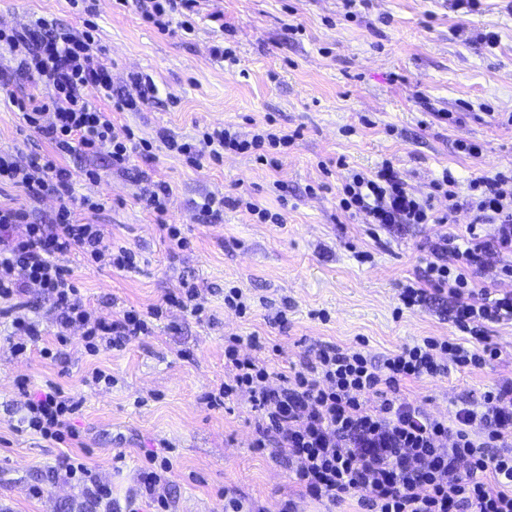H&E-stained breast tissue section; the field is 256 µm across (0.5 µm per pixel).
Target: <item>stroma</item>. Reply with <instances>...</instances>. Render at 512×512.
<instances>
[{
    "label": "stroma",
    "mask_w": 512,
    "mask_h": 512,
    "mask_svg": "<svg viewBox=\"0 0 512 512\" xmlns=\"http://www.w3.org/2000/svg\"><path fill=\"white\" fill-rule=\"evenodd\" d=\"M40 17L73 28L84 21L70 0H0V28ZM93 22L116 92L136 96L128 77L139 73L153 79L157 93L136 112L113 110L94 91L89 98L153 149L148 159L133 155L122 172L102 157L65 158L78 194L108 200L105 210L81 209L78 218L125 240L139 254L140 270L89 268L78 255L67 264L88 306L100 313L161 303L192 277L205 290L209 317L199 321L168 308L151 335L94 356L75 328L51 363L35 352L12 357L5 342L11 317L0 313V512H124L146 451L164 443L173 449L171 481L162 489L170 512H224L228 493L257 512H278L289 499L294 512H360L359 492L334 505L311 500L297 490L282 449L253 447L247 393L220 409L208 408L203 396L228 377L224 343L235 335L259 340L260 350L241 351L268 362L272 388L323 345L349 349L363 338L378 359L426 336H455L447 298L411 309L400 301L402 288L423 270L425 246L439 226L376 237L339 209L337 193L346 169L370 170L386 160L421 194L446 168L464 194L472 179L512 166V0H481L471 13L455 10L452 0H358L352 9L343 0H200L191 35L158 33L132 2L97 0ZM292 24L301 33L289 34ZM460 27L466 37L456 36ZM486 32L496 44L478 41ZM216 45L235 50L237 64L214 56ZM438 112H459L463 120L438 121ZM269 120L297 135L276 169L234 153L191 166L157 140L162 129L191 138L224 124L248 139ZM461 140L479 144L481 154L458 152ZM1 149L28 154L49 146L0 101ZM90 167L100 173L97 183L84 180ZM147 179L170 187L162 220L181 227L190 249L173 255L162 243L160 219L138 197ZM277 181L287 186V199L274 189ZM247 194L281 213L283 223L261 224L228 207L222 220L208 224L195 210L206 195ZM233 287L252 298L246 317L224 307ZM281 310L287 323L275 320ZM489 336L502 353L493 365L405 382L403 397L445 418L455 402L477 401L512 377V325L494 326ZM93 367L110 372L112 386L85 385ZM22 377L31 389L51 380L81 399L80 454L111 484L109 503H94L85 487L60 475L68 448L17 431ZM117 455L124 461L116 471ZM34 486L41 496L30 495Z\"/></svg>",
    "instance_id": "stroma-1"
}]
</instances>
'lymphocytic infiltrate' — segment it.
<instances>
[{"label":"lymphocytic infiltrate","instance_id":"f902f5d3","mask_svg":"<svg viewBox=\"0 0 512 512\" xmlns=\"http://www.w3.org/2000/svg\"><path fill=\"white\" fill-rule=\"evenodd\" d=\"M197 4L138 0L143 18L163 34L175 24L192 32ZM94 29L90 21L79 32L43 18L21 29H0V52L17 58L15 67L0 68V88L8 91V102L24 123L52 146L50 152L24 157L0 151V184L23 189L30 201L51 196L58 203L43 224L34 222L27 205L0 204V303L33 288L50 301L55 315L51 347L41 346L42 332L26 314L13 317L18 340L10 350L16 356L36 346L43 359L57 361L76 326L83 330L88 354L120 350L150 335L168 307L198 319L206 314L201 285L191 278L162 304L95 315L63 263L74 253L92 266L125 273L138 268L136 253L103 225L78 219L77 207L95 212L104 204L76 199L72 174L61 163L74 153L102 155L112 168L122 170L132 150L151 154V142L136 138L131 127H116L111 114L88 98L92 89L112 96V70ZM19 76L34 83L33 93L10 94ZM161 139L170 153L194 165L234 152L256 154L260 164L272 168L279 160L264 154V147L292 142L273 127L245 139L229 125L205 128L192 139L167 133ZM456 186V177L446 169L430 193L417 195L386 161L369 172L350 170L338 197L342 211L375 229L444 225V232L428 244L421 280L403 288L400 299L412 308L430 295L447 296L458 337H427L379 361L360 349L325 345L274 388L266 385L271 376L266 361L240 355L242 337H231L224 348L229 378L205 393L204 403L220 408L237 393H248L257 414L254 447L273 442L283 448L296 484L315 500L335 504L359 490L361 512H512V378L485 390L479 401L456 407L446 419L429 415L423 405L401 395L404 381L441 375L451 365L480 369L498 360L501 352L489 343L488 329L512 323V292L480 287L473 280L494 258L499 276L512 278V168L471 180L464 197ZM441 197L447 201L442 208L436 205ZM462 210L470 215L463 237L446 230ZM487 224L494 225V233H484ZM16 386L26 397L19 431L78 444L80 400L51 381L38 392L30 391L25 378ZM147 458L149 464L140 472L141 491L151 512H167L168 501L156 488L169 483L173 463L156 451Z\"/></svg>","mask_w":512,"mask_h":512}]
</instances>
